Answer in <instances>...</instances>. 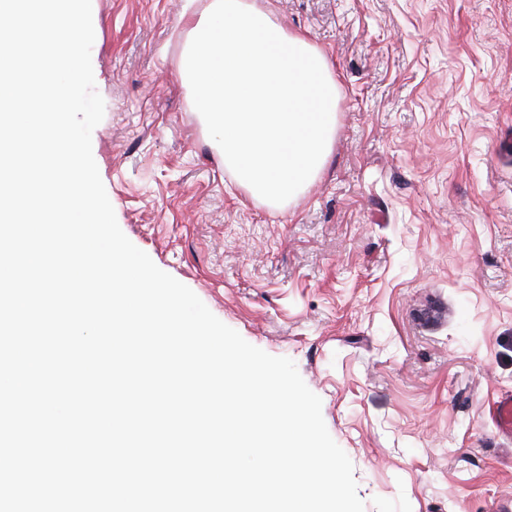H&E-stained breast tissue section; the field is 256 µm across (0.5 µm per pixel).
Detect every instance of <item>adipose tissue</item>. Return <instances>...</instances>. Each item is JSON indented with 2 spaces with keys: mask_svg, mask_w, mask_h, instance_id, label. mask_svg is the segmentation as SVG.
<instances>
[{
  "mask_svg": "<svg viewBox=\"0 0 512 512\" xmlns=\"http://www.w3.org/2000/svg\"><path fill=\"white\" fill-rule=\"evenodd\" d=\"M180 65L236 185L276 210L298 199L336 137L340 89L325 53L260 0H208Z\"/></svg>",
  "mask_w": 512,
  "mask_h": 512,
  "instance_id": "ef3b65f1",
  "label": "adipose tissue"
}]
</instances>
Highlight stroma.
<instances>
[{"label": "stroma", "instance_id": "1", "mask_svg": "<svg viewBox=\"0 0 512 512\" xmlns=\"http://www.w3.org/2000/svg\"><path fill=\"white\" fill-rule=\"evenodd\" d=\"M336 67L285 211L235 186L179 62L206 0H92V133L127 238L322 400L365 512H512V0H269Z\"/></svg>", "mask_w": 512, "mask_h": 512}]
</instances>
